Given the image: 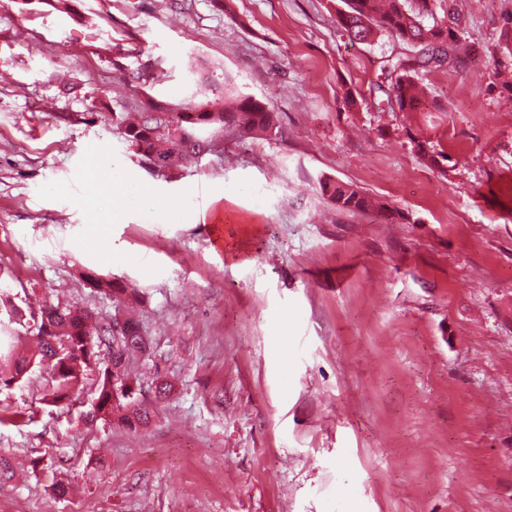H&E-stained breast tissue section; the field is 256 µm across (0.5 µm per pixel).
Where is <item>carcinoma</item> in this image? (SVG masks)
I'll return each mask as SVG.
<instances>
[{"label":"carcinoma","instance_id":"cac0c4a2","mask_svg":"<svg viewBox=\"0 0 512 512\" xmlns=\"http://www.w3.org/2000/svg\"><path fill=\"white\" fill-rule=\"evenodd\" d=\"M339 30L350 41L367 43L377 33L401 42L404 51L383 60L382 83L370 89L378 94L393 112H419L428 102L429 93L420 81L426 74L448 69L463 73L469 66L470 55L462 51L466 41V21L456 8V0H344V8L337 12ZM501 38L509 57L494 59V75L509 67L512 57V13L503 18ZM212 125H232L244 134L267 132L274 126L273 112L267 103L241 96L233 106L226 108L217 100L187 104L173 112L167 103L148 98L146 110L132 121L119 122V128L128 147L147 161H159L172 169L197 159L203 153L205 140L191 137L197 129ZM415 149L426 165L442 170L448 160L425 141H414ZM322 193L340 210L359 213L368 210L372 202L356 187L342 181H326ZM7 319L0 320V386L8 387L21 378L32 366L50 369L47 396L52 401L67 399L79 381L84 369L96 363L94 351L87 343L112 342V318L93 317L81 308L51 305L41 311L37 329L38 350L32 356H16L20 337L14 335L15 309L5 310ZM118 361L130 383L128 363L136 354L149 349L148 339L142 336L140 326L126 319ZM122 406L136 400L132 394L114 393L112 364L99 373L97 407L112 415V401Z\"/></svg>","mask_w":512,"mask_h":512}]
</instances>
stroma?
<instances>
[{"label":"stroma","mask_w":512,"mask_h":512,"mask_svg":"<svg viewBox=\"0 0 512 512\" xmlns=\"http://www.w3.org/2000/svg\"><path fill=\"white\" fill-rule=\"evenodd\" d=\"M457 5L468 73L427 74L434 104L392 112L370 88L402 46L343 37L341 0H15L0 288L26 317L132 315L151 342L132 371L171 391L130 429L88 421L92 374L59 403L43 368L0 388V454L19 465L0 512H512V95L489 66L512 0ZM213 81L275 127L208 129L214 152L163 173L112 121L149 96L205 101ZM90 154L158 210L96 193ZM326 180L399 218L337 209ZM93 274L133 297L116 306Z\"/></svg>","instance_id":"1"}]
</instances>
